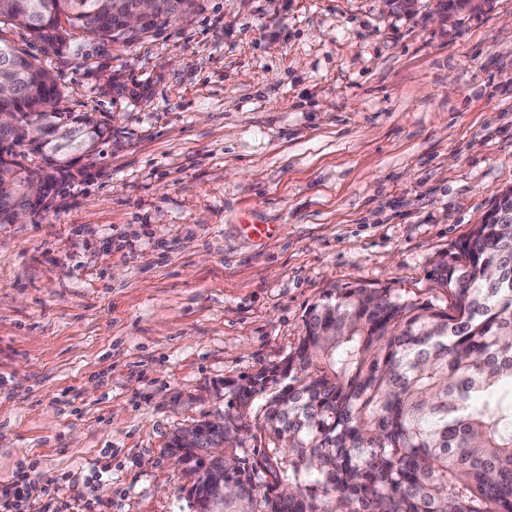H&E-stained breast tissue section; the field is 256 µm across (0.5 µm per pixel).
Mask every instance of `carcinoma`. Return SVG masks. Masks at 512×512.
<instances>
[{"label": "carcinoma", "mask_w": 512, "mask_h": 512, "mask_svg": "<svg viewBox=\"0 0 512 512\" xmlns=\"http://www.w3.org/2000/svg\"><path fill=\"white\" fill-rule=\"evenodd\" d=\"M198 0H157L161 19L125 35L112 0H0V44L14 47L12 116L0 144L1 216L34 215L58 182L106 142L108 121L65 105L58 60L89 58L84 40L130 46L186 19ZM67 127L84 131L57 143ZM21 156L25 167L3 155ZM435 281L451 305L360 282L332 288L304 315V335L253 375L260 388L224 390L186 452L187 487L213 512H512V188L501 191ZM225 439L224 458L205 448Z\"/></svg>", "instance_id": "obj_1"}]
</instances>
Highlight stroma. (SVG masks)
I'll return each instance as SVG.
<instances>
[{
    "mask_svg": "<svg viewBox=\"0 0 512 512\" xmlns=\"http://www.w3.org/2000/svg\"><path fill=\"white\" fill-rule=\"evenodd\" d=\"M437 3L200 0L60 64L112 136L50 209L0 224V483L30 471L27 512L63 472L57 512H190L171 437L287 356L324 292L449 303L437 262L512 186V0Z\"/></svg>",
    "mask_w": 512,
    "mask_h": 512,
    "instance_id": "35a3bbf8",
    "label": "stroma"
}]
</instances>
